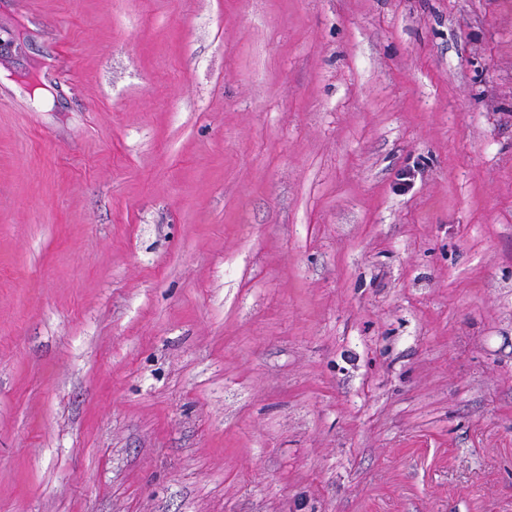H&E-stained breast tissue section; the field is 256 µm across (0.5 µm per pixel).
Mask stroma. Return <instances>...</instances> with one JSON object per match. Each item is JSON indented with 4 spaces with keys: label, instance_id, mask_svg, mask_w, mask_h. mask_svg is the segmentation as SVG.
Returning <instances> with one entry per match:
<instances>
[{
    "label": "stroma",
    "instance_id": "1",
    "mask_svg": "<svg viewBox=\"0 0 512 512\" xmlns=\"http://www.w3.org/2000/svg\"><path fill=\"white\" fill-rule=\"evenodd\" d=\"M0 512H512V0H0Z\"/></svg>",
    "mask_w": 512,
    "mask_h": 512
}]
</instances>
